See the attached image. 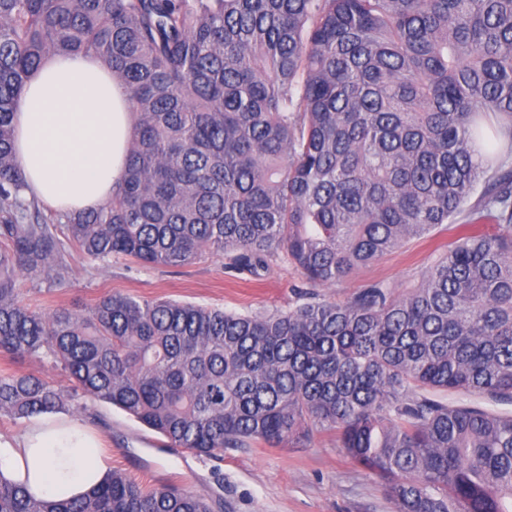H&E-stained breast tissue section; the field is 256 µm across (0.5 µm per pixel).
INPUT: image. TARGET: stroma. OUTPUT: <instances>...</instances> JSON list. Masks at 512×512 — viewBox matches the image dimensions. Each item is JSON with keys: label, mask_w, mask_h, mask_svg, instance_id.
<instances>
[{"label": "stroma", "mask_w": 512, "mask_h": 512, "mask_svg": "<svg viewBox=\"0 0 512 512\" xmlns=\"http://www.w3.org/2000/svg\"><path fill=\"white\" fill-rule=\"evenodd\" d=\"M455 234V225H443L429 238L411 240L378 262L354 270L344 282L324 289L323 295L341 303L376 280L409 288L434 262L435 247L452 241ZM62 262L70 272V286L23 281L27 303L47 313L61 307L88 309L105 295L121 293L263 314L294 307L303 285L300 270L287 261L273 262L255 277L227 271L220 253L169 268L122 258L104 264L71 247ZM68 405L71 416L100 435L110 468L146 486L177 480L179 488L221 502V512H395L384 480L352 461L330 434L314 435L304 444L228 448L223 457L204 458L167 448L159 433L111 404L76 394Z\"/></svg>", "instance_id": "obj_1"}]
</instances>
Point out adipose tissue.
<instances>
[{"mask_svg": "<svg viewBox=\"0 0 512 512\" xmlns=\"http://www.w3.org/2000/svg\"><path fill=\"white\" fill-rule=\"evenodd\" d=\"M129 94L111 69L83 53L47 57L26 81L13 116L14 152L28 191L68 214L112 197L133 131ZM109 468L80 421L49 413L0 437V474L36 497L85 495Z\"/></svg>", "mask_w": 512, "mask_h": 512, "instance_id": "obj_1", "label": "adipose tissue"}]
</instances>
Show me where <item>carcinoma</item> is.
<instances>
[{
  "label": "carcinoma",
  "instance_id": "carcinoma-1",
  "mask_svg": "<svg viewBox=\"0 0 512 512\" xmlns=\"http://www.w3.org/2000/svg\"><path fill=\"white\" fill-rule=\"evenodd\" d=\"M65 53L110 67L134 114L112 199L77 215L27 197L13 153L25 80ZM511 156L512 0H0V351L51 358L169 448L332 432L396 512H512ZM461 217L410 291L315 292ZM69 247L164 267L216 252L253 275L285 258L310 291L261 315L25 302L23 276L66 283ZM68 398L0 375L16 422ZM212 510L114 470L77 499L0 475V512Z\"/></svg>",
  "mask_w": 512,
  "mask_h": 512
}]
</instances>
